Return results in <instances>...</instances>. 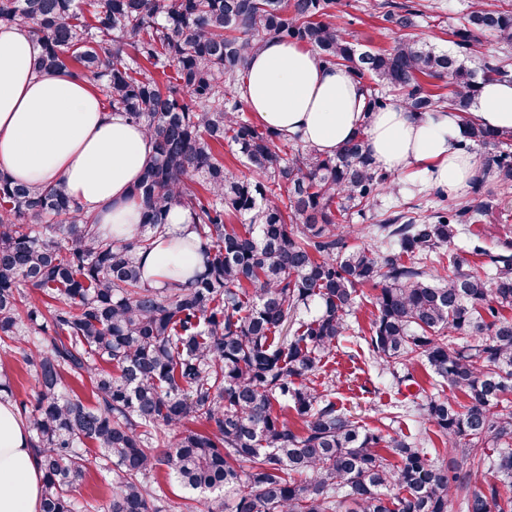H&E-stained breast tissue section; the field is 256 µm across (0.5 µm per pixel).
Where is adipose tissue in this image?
<instances>
[{
	"mask_svg": "<svg viewBox=\"0 0 512 512\" xmlns=\"http://www.w3.org/2000/svg\"><path fill=\"white\" fill-rule=\"evenodd\" d=\"M34 43L25 27L0 28V172L13 180L59 183L103 236H122L142 221L132 190L152 154L143 130L105 106L88 82L68 71L34 69ZM242 97L260 120L301 134L334 155L367 125L375 166L395 174L418 167L449 196L480 177V158L467 151L468 128L458 112L418 117L393 105L365 116V95L346 68L320 64L306 47L272 42L247 63ZM474 116L485 126L512 129V82L481 84ZM168 239L143 256L154 288L202 272L203 242L189 211L173 208ZM31 431L13 404L0 400V512H40L43 472Z\"/></svg>",
	"mask_w": 512,
	"mask_h": 512,
	"instance_id": "obj_1",
	"label": "adipose tissue"
}]
</instances>
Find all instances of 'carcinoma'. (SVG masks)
I'll return each instance as SVG.
<instances>
[{
  "label": "carcinoma",
  "instance_id": "1",
  "mask_svg": "<svg viewBox=\"0 0 512 512\" xmlns=\"http://www.w3.org/2000/svg\"><path fill=\"white\" fill-rule=\"evenodd\" d=\"M85 3L84 12L77 0H0V25L28 28L38 72L95 83L153 144L133 188L143 222L116 241L61 186L0 176V354H19L38 384L26 420L42 458L41 512H78L86 444L112 465L106 512H162L147 485L161 465L186 488L224 493L232 512H448L454 498L462 512H512V259L491 276L451 249L442 270L426 264L492 194L364 230L350 220L392 188L368 153V123L325 156L243 117L238 92L249 55L278 40L348 68L367 115L393 93L412 114L466 113L480 82L512 81L505 61L478 51L487 32L512 46V8L474 0L455 31L458 57L405 37L362 51L331 20L336 0ZM418 17L408 4L385 13L399 30ZM423 76L450 93H433ZM468 137L467 149L495 147L512 131L472 123ZM226 143L261 179L224 166ZM485 165L512 186V153ZM194 178L204 193L190 190ZM175 206L204 242V270L152 288L139 253ZM230 214L246 223H224ZM364 231L384 248L349 244ZM368 284L369 350L399 366V387L416 383L414 364L428 368L434 392L406 413L434 427L441 448L362 424L333 390L311 385ZM68 376L88 378L96 403L66 392Z\"/></svg>",
  "mask_w": 512,
  "mask_h": 512
}]
</instances>
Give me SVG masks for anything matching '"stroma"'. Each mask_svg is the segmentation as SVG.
Masks as SVG:
<instances>
[{
    "label": "stroma",
    "instance_id": "obj_1",
    "mask_svg": "<svg viewBox=\"0 0 512 512\" xmlns=\"http://www.w3.org/2000/svg\"><path fill=\"white\" fill-rule=\"evenodd\" d=\"M376 2L339 0L336 6L341 27L364 50L388 49L395 38L394 27L385 21L384 10L377 7ZM411 3L423 10L413 30L415 38L441 49H454L452 31L462 23L470 0H411ZM393 184V191L379 196L378 213L416 207L428 214L456 204L453 198L441 200L434 196L432 185L420 175L398 174L394 176ZM454 244L477 268L489 266L491 256L512 255V189L498 192L491 208L478 223L466 225ZM319 380L334 382L337 404L360 417L368 426L416 440L419 425L413 417L384 418V411L406 404L410 391L392 385L389 373L382 370L368 348L355 351L349 342H341L329 355ZM80 451L88 461V468L74 498L80 512H104L111 496L110 475L93 448L84 445ZM149 485L152 491L161 493L165 512H220L222 508L221 499L215 498L213 493L183 488L163 468L150 477Z\"/></svg>",
    "mask_w": 512,
    "mask_h": 512
}]
</instances>
